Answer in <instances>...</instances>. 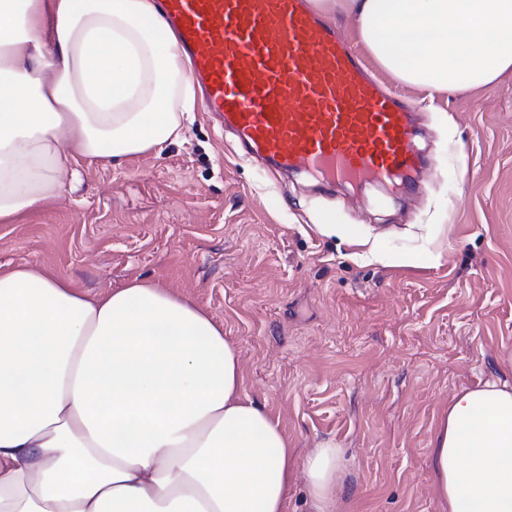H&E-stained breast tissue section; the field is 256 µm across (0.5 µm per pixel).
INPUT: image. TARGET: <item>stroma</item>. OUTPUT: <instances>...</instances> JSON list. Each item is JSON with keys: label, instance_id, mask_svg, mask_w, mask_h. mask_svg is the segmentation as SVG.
Wrapping results in <instances>:
<instances>
[{"label": "stroma", "instance_id": "1", "mask_svg": "<svg viewBox=\"0 0 512 512\" xmlns=\"http://www.w3.org/2000/svg\"><path fill=\"white\" fill-rule=\"evenodd\" d=\"M379 77L416 112L409 192L272 175L199 109L161 153L74 163L58 197L0 224V265L89 295L167 286L223 325L297 455L343 448L335 512H441L433 433L512 349V73L432 97Z\"/></svg>", "mask_w": 512, "mask_h": 512}]
</instances>
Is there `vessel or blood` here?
Here are the masks:
<instances>
[{
  "instance_id": "b4317fda",
  "label": "vessel or blood",
  "mask_w": 512,
  "mask_h": 512,
  "mask_svg": "<svg viewBox=\"0 0 512 512\" xmlns=\"http://www.w3.org/2000/svg\"><path fill=\"white\" fill-rule=\"evenodd\" d=\"M163 4L204 109L269 170L333 186L388 181L419 164L408 107L367 76L307 0Z\"/></svg>"
}]
</instances>
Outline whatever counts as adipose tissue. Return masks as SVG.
<instances>
[{
  "mask_svg": "<svg viewBox=\"0 0 512 512\" xmlns=\"http://www.w3.org/2000/svg\"><path fill=\"white\" fill-rule=\"evenodd\" d=\"M354 19L402 83L449 93L512 72V0H310ZM194 85L157 0H0V224L56 197L76 157L177 141ZM432 438L442 512H512V351ZM344 452L297 458L243 391L203 309L153 282L95 296L0 265V512H335Z\"/></svg>",
  "mask_w": 512,
  "mask_h": 512,
  "instance_id": "obj_1",
  "label": "adipose tissue"
}]
</instances>
